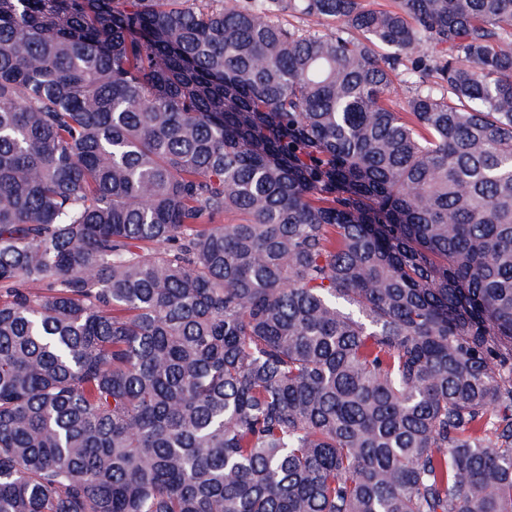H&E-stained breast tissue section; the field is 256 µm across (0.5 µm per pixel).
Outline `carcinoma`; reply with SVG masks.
<instances>
[{
    "label": "carcinoma",
    "mask_w": 512,
    "mask_h": 512,
    "mask_svg": "<svg viewBox=\"0 0 512 512\" xmlns=\"http://www.w3.org/2000/svg\"><path fill=\"white\" fill-rule=\"evenodd\" d=\"M185 2L0 0V512H512V0Z\"/></svg>",
    "instance_id": "1"
}]
</instances>
